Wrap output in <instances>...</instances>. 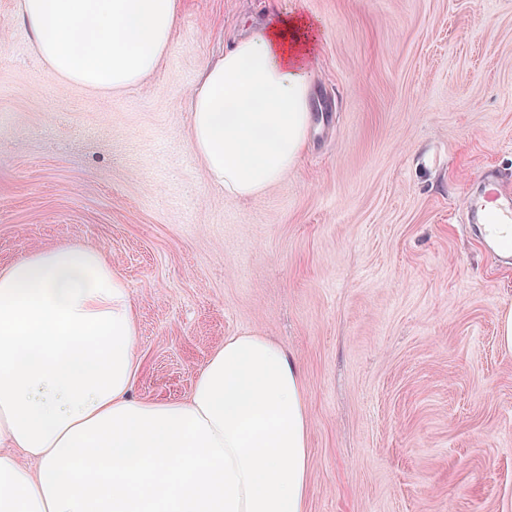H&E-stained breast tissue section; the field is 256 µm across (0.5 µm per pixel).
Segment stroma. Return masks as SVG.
Segmentation results:
<instances>
[{"label":"stroma","mask_w":512,"mask_h":512,"mask_svg":"<svg viewBox=\"0 0 512 512\" xmlns=\"http://www.w3.org/2000/svg\"><path fill=\"white\" fill-rule=\"evenodd\" d=\"M0 0V267L60 243L128 283L136 396L180 400L225 337L299 364L307 512H512V263L476 234L512 197V0H180L155 74L60 86ZM317 21L310 145L259 196L212 186L188 99L233 38ZM492 184H488L482 196L468 201L469 206L479 212L483 219V224H511L512 225V202L501 201L493 207H487L482 203V199L497 200L501 198Z\"/></svg>","instance_id":"35a3bbf8"}]
</instances>
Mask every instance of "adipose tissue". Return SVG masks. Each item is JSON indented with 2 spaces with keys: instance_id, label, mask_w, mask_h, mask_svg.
I'll return each mask as SVG.
<instances>
[{
  "instance_id": "adipose-tissue-1",
  "label": "adipose tissue",
  "mask_w": 512,
  "mask_h": 512,
  "mask_svg": "<svg viewBox=\"0 0 512 512\" xmlns=\"http://www.w3.org/2000/svg\"><path fill=\"white\" fill-rule=\"evenodd\" d=\"M62 83L103 92L153 74L177 0H19ZM316 25L281 14L206 66L189 140L212 185L247 200L293 169L310 122ZM124 277L60 244L0 268V512H306L301 373L261 332L225 339L189 396L134 398Z\"/></svg>"
}]
</instances>
